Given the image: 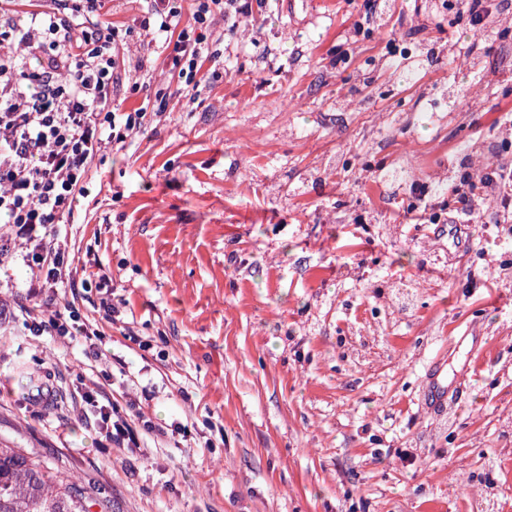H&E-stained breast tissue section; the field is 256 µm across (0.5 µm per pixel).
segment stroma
I'll use <instances>...</instances> for the list:
<instances>
[{"label":"stroma","mask_w":512,"mask_h":512,"mask_svg":"<svg viewBox=\"0 0 512 512\" xmlns=\"http://www.w3.org/2000/svg\"><path fill=\"white\" fill-rule=\"evenodd\" d=\"M269 0L181 93L152 0H107L125 63L170 94L96 159L55 230L75 288L0 267V446L73 478L93 512H477L462 461L494 457L512 512V233L409 224L411 180L512 142V36L475 41L432 0ZM346 61L337 64V52ZM117 306L106 319L101 280ZM74 308L99 349L29 335L24 309ZM473 340L458 346L454 337ZM475 364L449 415L423 401L434 359ZM136 400L176 434L105 439L97 407Z\"/></svg>","instance_id":"1"}]
</instances>
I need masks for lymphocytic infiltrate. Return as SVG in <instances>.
<instances>
[{"instance_id": "f902f5d3", "label": "lymphocytic infiltrate", "mask_w": 512, "mask_h": 512, "mask_svg": "<svg viewBox=\"0 0 512 512\" xmlns=\"http://www.w3.org/2000/svg\"><path fill=\"white\" fill-rule=\"evenodd\" d=\"M104 0H42L22 23L0 28V255L29 253L46 282L67 286L65 248L52 224L72 216L82 182L108 146L125 144L166 110L165 98L126 112L112 111L125 71L119 30L99 19ZM152 17L171 46L172 69L194 83L214 43L210 24L230 13L251 15L250 0H194L184 17L180 0H154ZM512 194V160L501 158L493 175L461 173L451 191L449 218L469 220L477 198L490 189ZM34 336L102 338L78 314L44 318L26 308Z\"/></svg>"}]
</instances>
